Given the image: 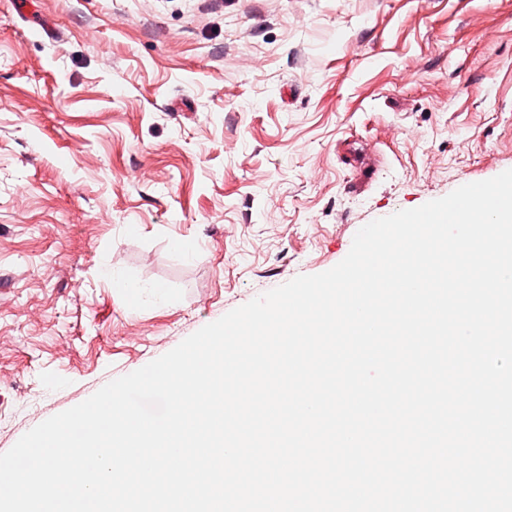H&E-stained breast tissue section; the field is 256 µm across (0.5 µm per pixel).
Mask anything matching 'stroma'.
Instances as JSON below:
<instances>
[{
  "label": "stroma",
  "mask_w": 512,
  "mask_h": 512,
  "mask_svg": "<svg viewBox=\"0 0 512 512\" xmlns=\"http://www.w3.org/2000/svg\"><path fill=\"white\" fill-rule=\"evenodd\" d=\"M36 7L0 0V453L512 169V0Z\"/></svg>",
  "instance_id": "stroma-1"
}]
</instances>
